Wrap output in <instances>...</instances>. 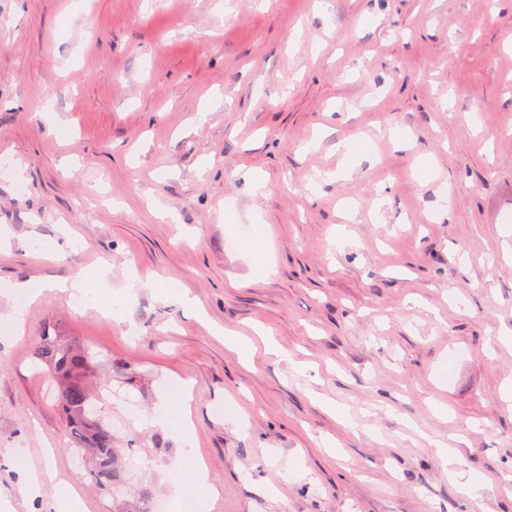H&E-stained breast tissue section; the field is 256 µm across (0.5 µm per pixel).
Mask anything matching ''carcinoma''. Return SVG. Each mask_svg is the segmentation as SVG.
Returning a JSON list of instances; mask_svg holds the SVG:
<instances>
[{"mask_svg": "<svg viewBox=\"0 0 512 512\" xmlns=\"http://www.w3.org/2000/svg\"><path fill=\"white\" fill-rule=\"evenodd\" d=\"M34 358L43 362L58 387V405L66 417L71 442L87 460L86 472L101 494L116 497L120 471L114 434L87 410L92 392L87 378L96 354L76 348L61 335H44L34 347Z\"/></svg>", "mask_w": 512, "mask_h": 512, "instance_id": "carcinoma-1", "label": "carcinoma"}]
</instances>
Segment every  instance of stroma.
Instances as JSON below:
<instances>
[{
	"mask_svg": "<svg viewBox=\"0 0 512 512\" xmlns=\"http://www.w3.org/2000/svg\"><path fill=\"white\" fill-rule=\"evenodd\" d=\"M508 212L512 0H0V317L10 284L42 289L0 321V512H60V484L112 512L34 365L53 326L124 396L99 411L134 445L122 500L173 498L189 454L212 512H512ZM79 273L114 314L47 287ZM14 297L18 300L24 299L26 304L15 305L12 311L6 317H1L3 321L10 323L12 326L22 325L24 322L25 313L29 303L33 302L36 295L29 292V285L27 283H18L13 285ZM436 453L444 466H451L450 471L456 480L458 489L466 495L475 494L483 487V480L474 472L460 468V461L456 458L454 452L443 443H435Z\"/></svg>",
	"mask_w": 512,
	"mask_h": 512,
	"instance_id": "stroma-1",
	"label": "stroma"
}]
</instances>
